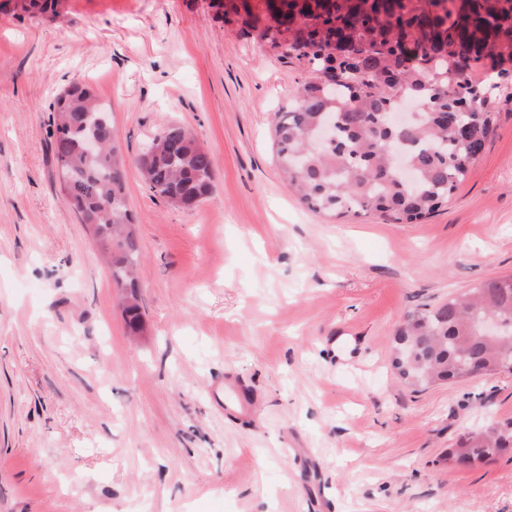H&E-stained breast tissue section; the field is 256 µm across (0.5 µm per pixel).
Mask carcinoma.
Segmentation results:
<instances>
[{"mask_svg": "<svg viewBox=\"0 0 512 512\" xmlns=\"http://www.w3.org/2000/svg\"><path fill=\"white\" fill-rule=\"evenodd\" d=\"M283 24L293 54L277 43L272 54L304 63L313 74L273 122L279 166L301 202L334 217L378 213L395 224L419 221L446 205L497 128L500 104L512 100L506 92L512 86V0H268L264 20L246 22L261 35ZM407 42L419 46L420 60L404 56ZM329 69L344 77L325 86ZM402 92L421 96L426 106L404 129L388 121ZM50 108L66 196L78 204L81 223L94 228L115 287L130 289L122 299L125 323L142 334L134 281L139 245L126 204L128 160L109 112L79 83ZM90 137L105 141L106 149L83 152ZM398 145L410 181L393 161ZM149 148V158L136 160L149 191L169 202L211 194L214 158L189 130L169 125ZM493 316L512 320V276L411 315L394 335L393 369L416 386L465 379L468 360L486 375L503 371L502 338L479 328ZM507 448L512 421L472 432L448 451V461L471 465Z\"/></svg>", "mask_w": 512, "mask_h": 512, "instance_id": "1", "label": "carcinoma"}]
</instances>
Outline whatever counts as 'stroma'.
I'll list each match as a JSON object with an SVG mask.
<instances>
[{
    "instance_id": "35a3bbf8",
    "label": "stroma",
    "mask_w": 512,
    "mask_h": 512,
    "mask_svg": "<svg viewBox=\"0 0 512 512\" xmlns=\"http://www.w3.org/2000/svg\"><path fill=\"white\" fill-rule=\"evenodd\" d=\"M309 75L212 0L0 9V512H512L511 450L447 460L512 419V373L422 390L391 366L408 316L512 274V102L446 210L335 218L276 164ZM74 82L127 158L179 123L215 159L191 210L127 171L141 336L60 191L50 104Z\"/></svg>"
}]
</instances>
